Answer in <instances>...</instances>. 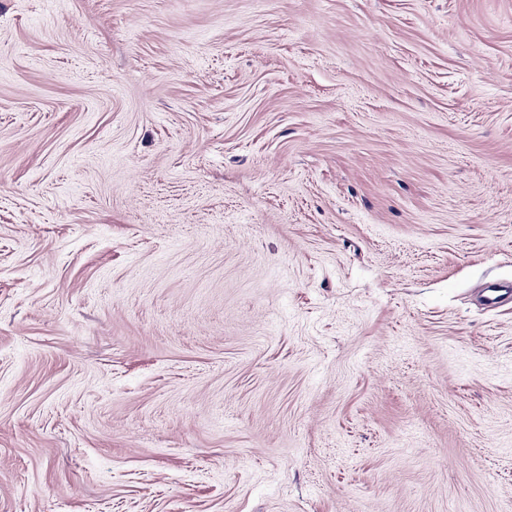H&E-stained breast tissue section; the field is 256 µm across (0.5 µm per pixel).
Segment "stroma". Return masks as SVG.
I'll use <instances>...</instances> for the list:
<instances>
[{
	"label": "stroma",
	"mask_w": 512,
	"mask_h": 512,
	"mask_svg": "<svg viewBox=\"0 0 512 512\" xmlns=\"http://www.w3.org/2000/svg\"><path fill=\"white\" fill-rule=\"evenodd\" d=\"M512 0H0V512H512Z\"/></svg>",
	"instance_id": "35a3bbf8"
}]
</instances>
